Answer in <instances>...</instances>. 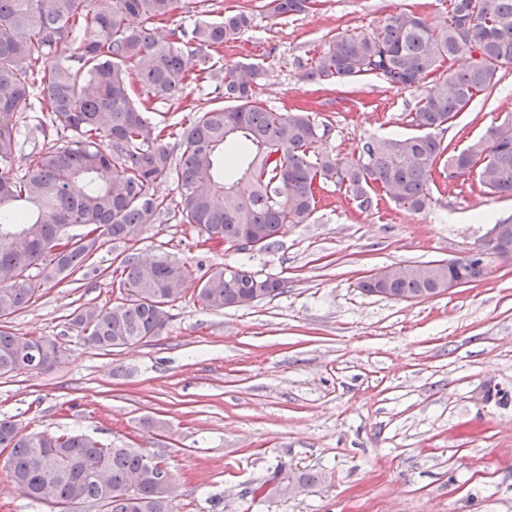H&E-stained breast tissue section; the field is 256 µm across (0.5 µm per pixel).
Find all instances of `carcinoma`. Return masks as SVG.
I'll use <instances>...</instances> for the list:
<instances>
[{
	"label": "carcinoma",
	"mask_w": 512,
	"mask_h": 512,
	"mask_svg": "<svg viewBox=\"0 0 512 512\" xmlns=\"http://www.w3.org/2000/svg\"><path fill=\"white\" fill-rule=\"evenodd\" d=\"M314 0H266L273 16L309 12ZM180 8V0H0V320L25 307L44 282L66 279L107 241L134 239L160 213L159 189L177 176L180 220L207 229L206 241L236 252L251 235L260 250L273 246L286 224H301L315 209L316 186L346 187L365 210L377 189L415 212L431 202L440 160L448 169L475 171L490 191L512 196V124L490 128L468 146L447 152L437 131L447 129L477 95L494 87L497 67L512 64V0H450L438 29L411 14L389 17L369 34H343L312 59L307 77L344 82L378 74L394 88L419 86L441 63L473 59L450 71L410 113L417 133L371 139L349 162L317 150L328 135L303 112H275L255 104L250 79L232 67L217 79L222 104L202 113L179 138L174 153L168 126L152 121L147 104L182 99L209 51L252 26L239 11L177 26L159 41L151 25ZM91 18L92 29L83 21ZM65 48L48 76L36 64ZM43 93L46 127L67 134L66 145L43 148L23 172L14 169L21 130L17 113ZM48 269L36 280L27 270ZM387 287L407 297L432 295L448 279L485 276L477 262L421 269L398 267ZM191 271L184 263L124 259L120 298L110 306L77 307L67 331L99 349H119L162 334L169 310L182 298ZM285 281L245 264L201 280L205 309L244 307L275 297ZM44 349L40 370L54 366L61 346L41 336H18L0 325V376L30 369L32 351ZM0 447L16 488L34 501L51 497L59 512L101 503L106 512H173L167 487L157 481L161 455L135 448H105L70 432L19 437L0 419Z\"/></svg>",
	"instance_id": "obj_1"
}]
</instances>
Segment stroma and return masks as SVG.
I'll list each match as a JSON object with an SVG mask.
<instances>
[{
    "label": "stroma",
    "mask_w": 512,
    "mask_h": 512,
    "mask_svg": "<svg viewBox=\"0 0 512 512\" xmlns=\"http://www.w3.org/2000/svg\"><path fill=\"white\" fill-rule=\"evenodd\" d=\"M448 0H320L304 15L272 17L263 0H185L172 28L245 10L251 28L214 54L216 67L261 69L257 105L299 109L326 124L324 143L348 161L367 140L410 135V114L430 84L400 90L368 74L342 83L307 78L332 38L369 33L401 13L433 26ZM442 132L451 147L512 115V65ZM212 80L154 116L188 124L214 104ZM431 202L413 212L383 200L365 211L331 184L302 224L285 225L269 250L227 253L180 221L176 178L160 189L161 215L130 241L106 242L63 281L45 282L7 320L21 336L64 350L43 372L0 377V418L21 432L83 434L109 448L164 456L175 512H512V260L447 293L396 301L359 281L394 264L461 257L491 225L512 222V198L477 174L440 169ZM163 257L192 271L160 336L105 351L66 333L79 305L115 302L121 259ZM244 263L285 281L284 293L248 307L206 310L203 274ZM319 474L299 494H270L272 480Z\"/></svg>",
    "instance_id": "35a3bbf8"
}]
</instances>
